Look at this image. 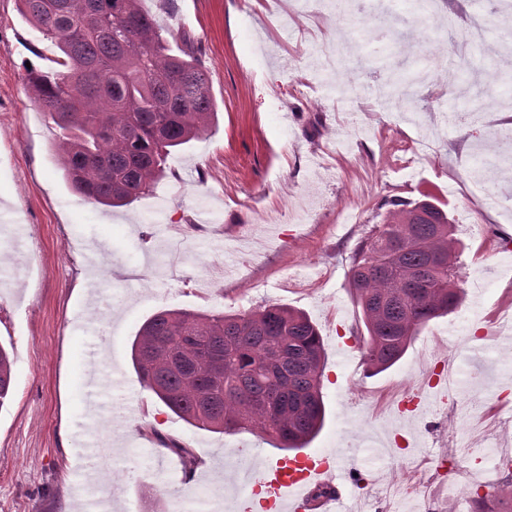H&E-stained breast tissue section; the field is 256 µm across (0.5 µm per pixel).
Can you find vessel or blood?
Returning <instances> with one entry per match:
<instances>
[{
  "instance_id": "1",
  "label": "vessel or blood",
  "mask_w": 512,
  "mask_h": 512,
  "mask_svg": "<svg viewBox=\"0 0 512 512\" xmlns=\"http://www.w3.org/2000/svg\"><path fill=\"white\" fill-rule=\"evenodd\" d=\"M356 458L295 453L265 461L258 493L235 501L234 512H354L343 486L354 481ZM336 485V492L313 499L310 485Z\"/></svg>"
}]
</instances>
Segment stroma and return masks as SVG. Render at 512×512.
Masks as SVG:
<instances>
[{"label": "stroma", "mask_w": 512, "mask_h": 512, "mask_svg": "<svg viewBox=\"0 0 512 512\" xmlns=\"http://www.w3.org/2000/svg\"><path fill=\"white\" fill-rule=\"evenodd\" d=\"M438 4L416 19L405 0H145L164 33L193 39L217 115L169 156L152 194L112 210L65 183L57 129L25 82L55 49L16 0H0V268L21 273L0 285V344L15 360L0 407V512H220L243 495L237 460L277 448L179 419L139 382L130 344L160 309L241 313L271 300L322 336L326 419L307 449L355 441L364 479L346 491L357 512L374 491L379 512L413 496L421 512H454L462 492L502 484L470 420L425 380L459 374L457 399L493 407L488 444L512 448V348L480 364L459 352L512 320L499 248L512 238V14L492 0ZM477 15L492 20L490 39L457 52ZM393 80L409 110L385 107L379 91ZM424 191L458 227L466 299L371 376L350 256L382 200ZM107 370L105 408L87 416L78 385ZM181 446L202 467L185 473Z\"/></svg>", "instance_id": "obj_1"}]
</instances>
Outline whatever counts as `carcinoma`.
<instances>
[{
  "label": "carcinoma",
  "mask_w": 512,
  "mask_h": 512,
  "mask_svg": "<svg viewBox=\"0 0 512 512\" xmlns=\"http://www.w3.org/2000/svg\"><path fill=\"white\" fill-rule=\"evenodd\" d=\"M144 0H18L19 12L56 48L27 87L59 129L55 152L78 195L106 208L133 204L165 177L171 153L206 131L216 105L188 37L172 49ZM350 256L372 374L395 365L429 321L463 300L455 225L436 198L390 199ZM144 387L178 418L210 432L256 433L283 450L306 447L326 415L325 351L312 320L269 302L244 313L161 309L130 346ZM0 344V408L12 365ZM474 500L512 512V478Z\"/></svg>",
  "instance_id": "1"
}]
</instances>
